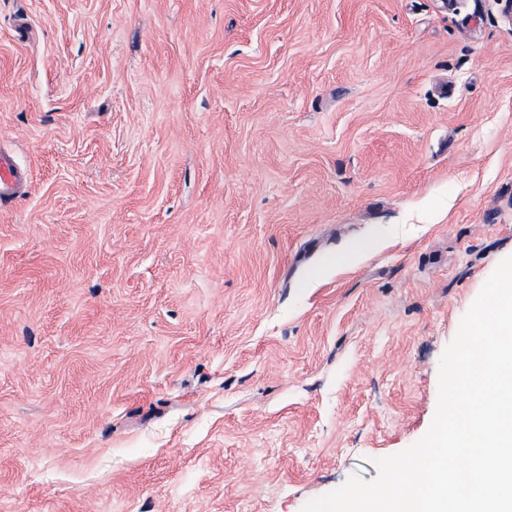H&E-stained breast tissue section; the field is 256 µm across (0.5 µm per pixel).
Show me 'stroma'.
Instances as JSON below:
<instances>
[{
	"label": "stroma",
	"mask_w": 512,
	"mask_h": 512,
	"mask_svg": "<svg viewBox=\"0 0 512 512\" xmlns=\"http://www.w3.org/2000/svg\"><path fill=\"white\" fill-rule=\"evenodd\" d=\"M1 128L13 512L374 480L512 256L504 0H0ZM27 172L11 152L0 149V201L11 200L23 192Z\"/></svg>",
	"instance_id": "1"
}]
</instances>
